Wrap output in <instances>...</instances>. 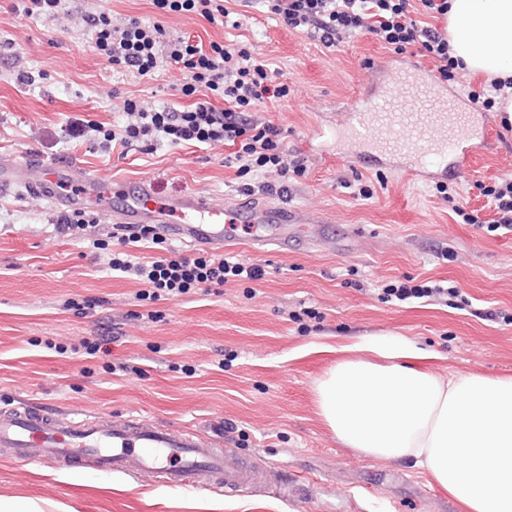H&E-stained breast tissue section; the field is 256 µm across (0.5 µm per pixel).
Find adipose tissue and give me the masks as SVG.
Listing matches in <instances>:
<instances>
[{"instance_id":"adipose-tissue-1","label":"adipose tissue","mask_w":512,"mask_h":512,"mask_svg":"<svg viewBox=\"0 0 512 512\" xmlns=\"http://www.w3.org/2000/svg\"><path fill=\"white\" fill-rule=\"evenodd\" d=\"M451 54L472 75L512 79V0H449ZM316 383L337 440L365 458L412 461L463 512H512V376L441 378L434 351L397 336L348 345Z\"/></svg>"}]
</instances>
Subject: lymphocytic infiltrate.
Returning <instances> with one entry per match:
<instances>
[{
	"label": "lymphocytic infiltrate",
	"instance_id": "lymphocytic-infiltrate-1",
	"mask_svg": "<svg viewBox=\"0 0 512 512\" xmlns=\"http://www.w3.org/2000/svg\"><path fill=\"white\" fill-rule=\"evenodd\" d=\"M268 12L282 18L294 30H310L323 46L335 47L346 33L372 35L385 48L397 53L418 46L433 59L441 81L453 80L457 65L448 38L438 30L418 26L410 16L412 0H262ZM93 31L95 46L113 64L141 76L157 69L160 60L184 69L189 80L181 91L202 94L190 109L174 112L166 108L145 109L126 102L125 109L136 120L119 130H107L104 141L123 147L143 141H165L172 146L221 143L233 147L237 171L287 178L301 174V159L289 158L281 129L272 123L248 120L244 108L263 99L287 97V84L269 85L265 64L244 48H225L213 42L202 45L183 36L167 40L165 29L131 18L114 24L107 13L84 18ZM162 245L165 238L157 226L130 224L117 239V249L97 239L93 246L109 250L108 265L141 284L139 299L178 298L194 289L224 286L231 281H256L263 269L233 256L202 253L188 257L178 252L141 261L126 251L132 243Z\"/></svg>",
	"mask_w": 512,
	"mask_h": 512
}]
</instances>
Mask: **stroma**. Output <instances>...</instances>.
I'll use <instances>...</instances> for the list:
<instances>
[{"label":"stroma","mask_w":512,"mask_h":512,"mask_svg":"<svg viewBox=\"0 0 512 512\" xmlns=\"http://www.w3.org/2000/svg\"><path fill=\"white\" fill-rule=\"evenodd\" d=\"M236 25L163 13L152 0H60L54 16L26 17L0 0V157L71 163L105 181H154L160 196L199 193L230 204H285L309 218L302 249L242 245L263 279L229 282L175 300H138V284L113 276L94 239L113 233L111 211L86 203L75 237L58 234L63 212L28 186L0 194V409L36 403L60 419L114 416L147 426L224 428L225 451L263 472L250 494L173 488L134 477L55 465L0 462V500L32 512H462L411 463L372 462L342 445L318 414L315 384L335 363L333 346L403 336L440 353V376L512 375V231H489L495 213L480 189L512 171V128L448 179L473 224L455 216L435 183L337 156L328 121L353 109L394 53L368 36L334 49L289 29L254 0H231ZM107 12L162 25L169 38L249 48L285 83L286 99L252 106L282 129L304 161L287 192L249 194L225 165L224 145L158 142L102 147L77 123L124 125L125 101L183 109L185 72L160 64L141 76L101 55L84 17ZM372 198L358 196L360 186ZM450 281L465 308L439 301H385L384 284ZM75 308H64L66 300ZM156 320H149V313ZM107 337L106 352L68 353Z\"/></svg>","instance_id":"stroma-1"}]
</instances>
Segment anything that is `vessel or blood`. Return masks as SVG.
Here are the masks:
<instances>
[{"instance_id": "b4317fda", "label": "vessel or blood", "mask_w": 512, "mask_h": 512, "mask_svg": "<svg viewBox=\"0 0 512 512\" xmlns=\"http://www.w3.org/2000/svg\"><path fill=\"white\" fill-rule=\"evenodd\" d=\"M336 143L350 160L403 172L416 180H447L473 154L496 143L491 113L474 111L465 95L435 78L417 62L374 80L359 106L336 115ZM440 157L427 166L426 153ZM64 169L43 162L0 163V192L25 183L41 190L58 208L73 209L86 201L116 195L125 204L114 216L118 224H157L176 240L195 248L220 251L236 241L239 226L250 231L251 244L294 250L302 239V218L280 205H225L201 194L159 196L153 181L109 184L81 175L82 191L60 192ZM0 459L68 468L86 464L103 474H159L174 488L217 486L234 492L258 482L256 469L217 448L214 437L188 427H145L134 422L67 421L22 404L0 411Z\"/></svg>"}]
</instances>
